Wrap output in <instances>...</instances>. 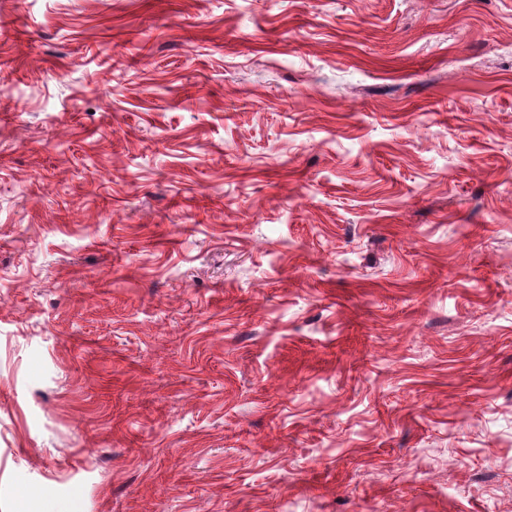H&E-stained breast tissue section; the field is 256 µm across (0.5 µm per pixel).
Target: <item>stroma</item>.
Masks as SVG:
<instances>
[{
  "instance_id": "35a3bbf8",
  "label": "stroma",
  "mask_w": 512,
  "mask_h": 512,
  "mask_svg": "<svg viewBox=\"0 0 512 512\" xmlns=\"http://www.w3.org/2000/svg\"><path fill=\"white\" fill-rule=\"evenodd\" d=\"M0 512H512V0H0Z\"/></svg>"
}]
</instances>
